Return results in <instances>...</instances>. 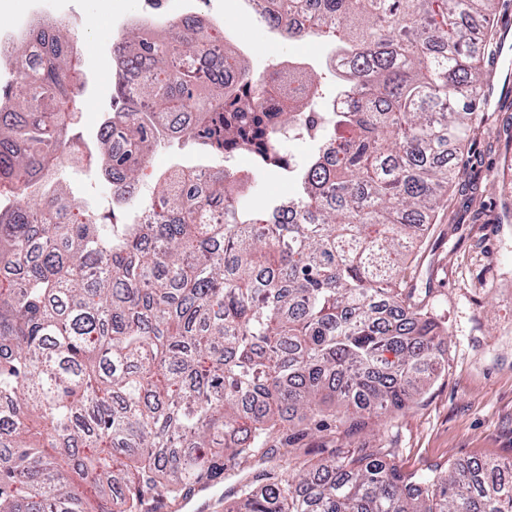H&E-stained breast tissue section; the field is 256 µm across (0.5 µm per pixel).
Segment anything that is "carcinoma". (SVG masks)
Returning a JSON list of instances; mask_svg holds the SVG:
<instances>
[{
  "mask_svg": "<svg viewBox=\"0 0 512 512\" xmlns=\"http://www.w3.org/2000/svg\"><path fill=\"white\" fill-rule=\"evenodd\" d=\"M498 5L267 0L271 30L330 45L322 110L316 72L255 76L217 26L135 23L95 154L68 24L29 26L8 52L25 81L0 83V512H159L232 474L224 512H512L511 463L410 472L391 448L298 453L288 427L337 400L362 432L444 367L408 260L484 117L463 20ZM181 140L255 168L162 173L129 222L133 194L101 216L56 177L70 155L135 186ZM276 169L298 183L283 223L255 187Z\"/></svg>",
  "mask_w": 512,
  "mask_h": 512,
  "instance_id": "cac0c4a2",
  "label": "carcinoma"
}]
</instances>
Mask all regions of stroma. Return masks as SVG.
<instances>
[{
  "mask_svg": "<svg viewBox=\"0 0 512 512\" xmlns=\"http://www.w3.org/2000/svg\"><path fill=\"white\" fill-rule=\"evenodd\" d=\"M28 9L68 20L83 59L80 130L94 141L112 100V39L138 17L136 0H0V27ZM202 20L219 23L256 72L271 64L316 68L329 51L316 38L285 42L251 18L246 0H212ZM497 30L500 51L477 45L490 104L463 149L465 176L449 190L409 268L448 329L445 367L415 395L411 409L383 417L364 439H346L333 425L300 440V447L384 445L408 471L445 470L472 459L512 462V148L492 136L512 126V107H502L512 104V93L503 91L512 70V11L500 13ZM491 170L499 173L492 185L486 182ZM59 174L80 206L109 213L110 188L93 171L69 165Z\"/></svg>",
  "mask_w": 512,
  "mask_h": 512,
  "instance_id": "stroma-1",
  "label": "stroma"
}]
</instances>
